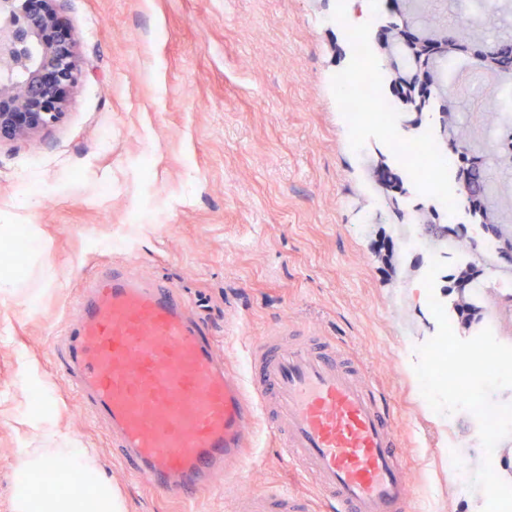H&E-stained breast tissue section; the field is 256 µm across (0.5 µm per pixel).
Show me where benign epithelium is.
<instances>
[{"label":"benign epithelium","instance_id":"7a95c632","mask_svg":"<svg viewBox=\"0 0 512 512\" xmlns=\"http://www.w3.org/2000/svg\"><path fill=\"white\" fill-rule=\"evenodd\" d=\"M65 0H0V143L29 139L58 123L69 95L83 77L71 32L64 24ZM424 35L398 51L418 66L429 52L445 53L457 39L421 0Z\"/></svg>","mask_w":512,"mask_h":512}]
</instances>
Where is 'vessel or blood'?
Instances as JSON below:
<instances>
[{
    "instance_id": "1",
    "label": "vessel or blood",
    "mask_w": 512,
    "mask_h": 512,
    "mask_svg": "<svg viewBox=\"0 0 512 512\" xmlns=\"http://www.w3.org/2000/svg\"><path fill=\"white\" fill-rule=\"evenodd\" d=\"M59 369L111 424L131 471L161 494L190 501L238 470L259 414L331 512H412L394 417L363 363L326 337H270L234 369L171 285L116 267L80 296ZM247 512L311 505L272 491Z\"/></svg>"
}]
</instances>
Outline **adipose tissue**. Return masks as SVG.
<instances>
[{
    "label": "adipose tissue",
    "mask_w": 512,
    "mask_h": 512,
    "mask_svg": "<svg viewBox=\"0 0 512 512\" xmlns=\"http://www.w3.org/2000/svg\"><path fill=\"white\" fill-rule=\"evenodd\" d=\"M13 419L22 428L23 444L12 461L20 477L12 512H128L124 495L102 477L96 450L85 447L63 427L59 412L41 413L27 402ZM60 461L69 467L67 488L53 494L36 492L28 476L48 471Z\"/></svg>",
    "instance_id": "adipose-tissue-1"
}]
</instances>
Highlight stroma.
Here are the masks:
<instances>
[{
  "mask_svg": "<svg viewBox=\"0 0 512 512\" xmlns=\"http://www.w3.org/2000/svg\"><path fill=\"white\" fill-rule=\"evenodd\" d=\"M384 11L383 0H67L84 76L60 123L0 145V225H35L41 239L39 258L12 265L0 255V271L24 279L42 263L53 274L36 307L0 309V512H10L21 445L12 418L25 396L20 351L72 434L98 451L129 512H185L127 469L108 425L59 370L86 277L127 260L174 284L231 363L291 331L357 352L390 401L414 512H478L482 491H457L482 463L472 416H437L418 394L416 348L438 324L417 284L449 241L490 269L512 270V250L497 228L440 208L439 194L457 189L454 172L421 186L399 160L393 140L429 134L447 144L429 116L410 113L416 128L394 132L346 119L337 80L361 71L348 24L364 21L369 65L382 70L375 18ZM497 82L466 67L453 77L461 122L490 147L481 95ZM382 169L403 194L388 195ZM415 212L431 229L425 248L407 253L400 231ZM249 436L255 451L193 512H242L249 495L276 488L328 512L263 421ZM452 442L460 474L443 460Z\"/></svg>",
  "mask_w": 512,
  "mask_h": 512,
  "instance_id": "1",
  "label": "stroma"
}]
</instances>
